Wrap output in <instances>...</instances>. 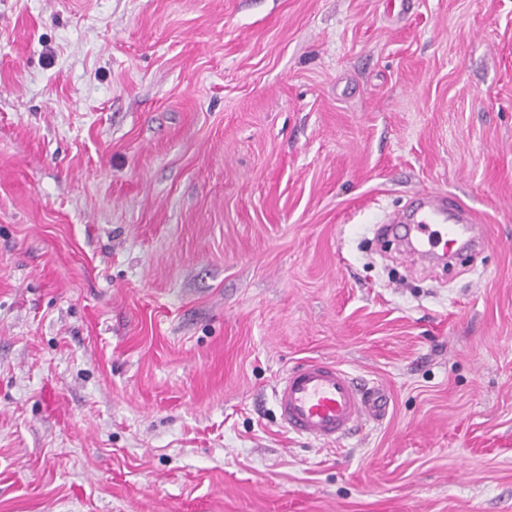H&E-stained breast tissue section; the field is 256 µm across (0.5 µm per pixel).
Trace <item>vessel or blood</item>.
Masks as SVG:
<instances>
[{
  "label": "vessel or blood",
  "mask_w": 512,
  "mask_h": 512,
  "mask_svg": "<svg viewBox=\"0 0 512 512\" xmlns=\"http://www.w3.org/2000/svg\"><path fill=\"white\" fill-rule=\"evenodd\" d=\"M469 215L451 210L447 196L423 195L411 222L390 225L392 236L408 239L420 262L432 256H456L474 246ZM274 399L282 425L296 436L329 445L368 422L382 421L387 401L382 389L367 385L334 361L308 359L279 380Z\"/></svg>",
  "instance_id": "obj_1"
}]
</instances>
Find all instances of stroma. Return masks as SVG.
Here are the masks:
<instances>
[{"mask_svg": "<svg viewBox=\"0 0 512 512\" xmlns=\"http://www.w3.org/2000/svg\"><path fill=\"white\" fill-rule=\"evenodd\" d=\"M0 512H512V0H0ZM448 197L438 194L423 195L410 223L394 221L389 226L393 237L409 238V254L422 263H427L433 255L453 257L475 245V240L466 238L470 224L469 214L453 208ZM450 220L452 222H450ZM274 399L288 432L322 445L336 443L387 415L379 386H369L339 363L322 359H308L289 369L280 378Z\"/></svg>", "mask_w": 512, "mask_h": 512, "instance_id": "1", "label": "stroma"}]
</instances>
